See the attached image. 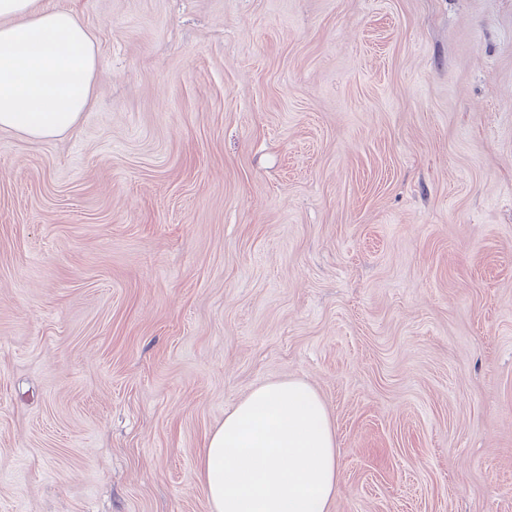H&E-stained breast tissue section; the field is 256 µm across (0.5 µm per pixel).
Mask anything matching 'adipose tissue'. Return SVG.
I'll use <instances>...</instances> for the list:
<instances>
[{"label": "adipose tissue", "mask_w": 512, "mask_h": 512, "mask_svg": "<svg viewBox=\"0 0 512 512\" xmlns=\"http://www.w3.org/2000/svg\"><path fill=\"white\" fill-rule=\"evenodd\" d=\"M97 64L74 13L0 0V130L38 140L72 130ZM199 465L211 512H328L339 488L336 429L298 379L256 386L209 434Z\"/></svg>", "instance_id": "adipose-tissue-1"}]
</instances>
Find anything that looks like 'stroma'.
Returning a JSON list of instances; mask_svg holds the SVG:
<instances>
[{
    "label": "stroma",
    "instance_id": "35a3bbf8",
    "mask_svg": "<svg viewBox=\"0 0 512 512\" xmlns=\"http://www.w3.org/2000/svg\"><path fill=\"white\" fill-rule=\"evenodd\" d=\"M98 75L0 130V512H211L259 384L329 512H512V0H41ZM199 465L212 512H328L339 488L336 428L308 383L269 381L225 414Z\"/></svg>",
    "mask_w": 512,
    "mask_h": 512
}]
</instances>
